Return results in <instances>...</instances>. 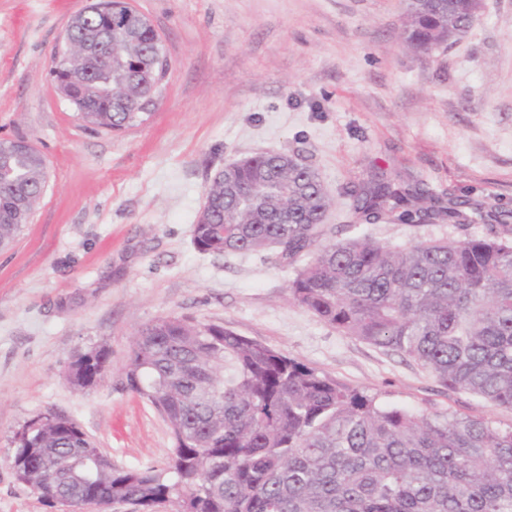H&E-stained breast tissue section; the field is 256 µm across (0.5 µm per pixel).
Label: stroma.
<instances>
[{"instance_id":"1","label":"stroma","mask_w":512,"mask_h":512,"mask_svg":"<svg viewBox=\"0 0 512 512\" xmlns=\"http://www.w3.org/2000/svg\"><path fill=\"white\" fill-rule=\"evenodd\" d=\"M89 2L0 0V139L28 140L46 165L29 224L0 251V512H63L11 466L15 433L41 413L75 421L114 468L165 469L170 429L121 373L137 332L166 316L223 324L383 406L512 425V412L294 304L298 263L192 243L214 175L269 151L318 170L334 200L327 241L485 236L481 222L366 224L349 191L380 167L512 213V0H483L479 20L429 54L404 40L403 0H129L172 67L154 116L122 132L82 126L50 77ZM103 345L107 375L75 389L71 362Z\"/></svg>"}]
</instances>
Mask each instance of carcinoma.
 <instances>
[{"label":"carcinoma","mask_w":512,"mask_h":512,"mask_svg":"<svg viewBox=\"0 0 512 512\" xmlns=\"http://www.w3.org/2000/svg\"><path fill=\"white\" fill-rule=\"evenodd\" d=\"M482 0H407L404 35L414 50L446 48L472 26ZM105 49L96 15L70 26L92 38L89 62L106 74L87 93L55 84L93 129L144 123L137 65L167 55L133 8L119 11ZM126 88L114 101L110 89ZM46 184L35 150L0 160V250L30 220ZM357 219L374 224L494 219L485 237L388 248L369 238L325 242L331 205L312 165L281 153L230 163L205 191L193 243L214 255L275 250L282 261L313 253L289 283L291 300L347 336L410 357L454 391L512 411V240L509 215L485 201L436 196L383 172L352 191ZM109 349L77 356L68 380L96 385ZM122 375L167 422L174 445L167 479L148 467L118 470L94 453L71 419L47 412L15 434L12 464L40 497H92L102 510L137 512H512V426L458 414L381 407L316 370L222 324L161 317L136 334Z\"/></svg>","instance_id":"1"}]
</instances>
